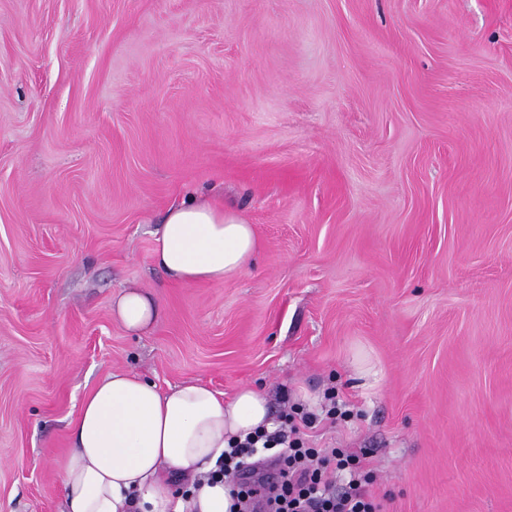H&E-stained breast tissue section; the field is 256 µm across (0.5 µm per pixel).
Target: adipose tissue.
Returning <instances> with one entry per match:
<instances>
[{"mask_svg": "<svg viewBox=\"0 0 512 512\" xmlns=\"http://www.w3.org/2000/svg\"><path fill=\"white\" fill-rule=\"evenodd\" d=\"M256 248L253 225L190 195L167 209L153 258L175 282L221 283L247 269ZM159 316L142 288L112 299L114 321L130 333L149 332ZM270 426L269 401L254 388L227 399L198 381L162 391L139 374L112 371L69 423L71 447L58 466L66 512H232L228 486L207 474L231 440ZM177 476L193 483L187 497L174 493Z\"/></svg>", "mask_w": 512, "mask_h": 512, "instance_id": "obj_1", "label": "adipose tissue"}]
</instances>
